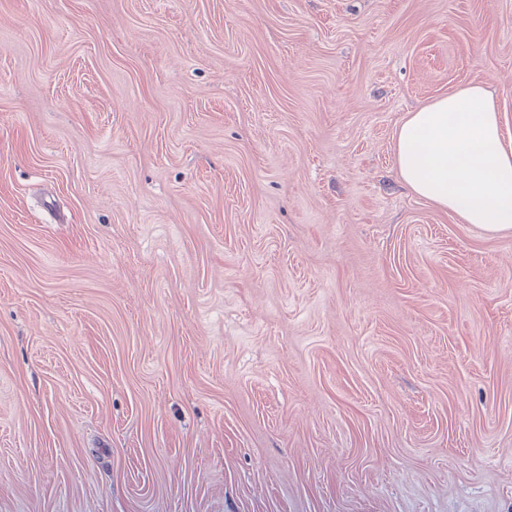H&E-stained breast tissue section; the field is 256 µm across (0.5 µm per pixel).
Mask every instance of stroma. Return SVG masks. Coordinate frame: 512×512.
<instances>
[{
	"label": "stroma",
	"mask_w": 512,
	"mask_h": 512,
	"mask_svg": "<svg viewBox=\"0 0 512 512\" xmlns=\"http://www.w3.org/2000/svg\"><path fill=\"white\" fill-rule=\"evenodd\" d=\"M512 0H0V512H512V234L414 193Z\"/></svg>",
	"instance_id": "35a3bbf8"
}]
</instances>
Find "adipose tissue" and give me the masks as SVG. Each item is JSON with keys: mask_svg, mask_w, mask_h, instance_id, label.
Returning a JSON list of instances; mask_svg holds the SVG:
<instances>
[{"mask_svg": "<svg viewBox=\"0 0 512 512\" xmlns=\"http://www.w3.org/2000/svg\"><path fill=\"white\" fill-rule=\"evenodd\" d=\"M404 183L490 233L512 232V146L488 90L469 85L409 113L395 143Z\"/></svg>", "mask_w": 512, "mask_h": 512, "instance_id": "1", "label": "adipose tissue"}]
</instances>
